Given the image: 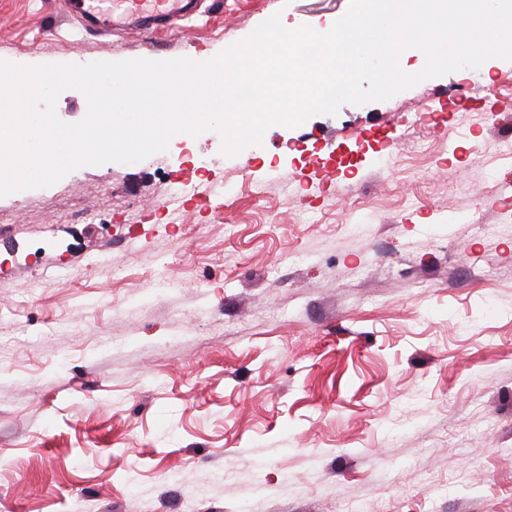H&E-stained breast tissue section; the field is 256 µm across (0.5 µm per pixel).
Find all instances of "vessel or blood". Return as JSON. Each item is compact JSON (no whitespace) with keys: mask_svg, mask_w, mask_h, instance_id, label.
Wrapping results in <instances>:
<instances>
[{"mask_svg":"<svg viewBox=\"0 0 512 512\" xmlns=\"http://www.w3.org/2000/svg\"><path fill=\"white\" fill-rule=\"evenodd\" d=\"M200 3L201 0H70V8L96 28L123 25L147 31L160 22L193 16Z\"/></svg>","mask_w":512,"mask_h":512,"instance_id":"vessel-or-blood-1","label":"vessel or blood"}]
</instances>
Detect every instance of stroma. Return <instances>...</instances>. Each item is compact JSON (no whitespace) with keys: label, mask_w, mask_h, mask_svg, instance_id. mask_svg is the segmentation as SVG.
Returning a JSON list of instances; mask_svg holds the SVG:
<instances>
[{"label":"stroma","mask_w":512,"mask_h":512,"mask_svg":"<svg viewBox=\"0 0 512 512\" xmlns=\"http://www.w3.org/2000/svg\"><path fill=\"white\" fill-rule=\"evenodd\" d=\"M349 6L103 33L0 0V59L204 62ZM508 136L492 58L232 158L179 135L0 197V512H512Z\"/></svg>","instance_id":"obj_1"}]
</instances>
